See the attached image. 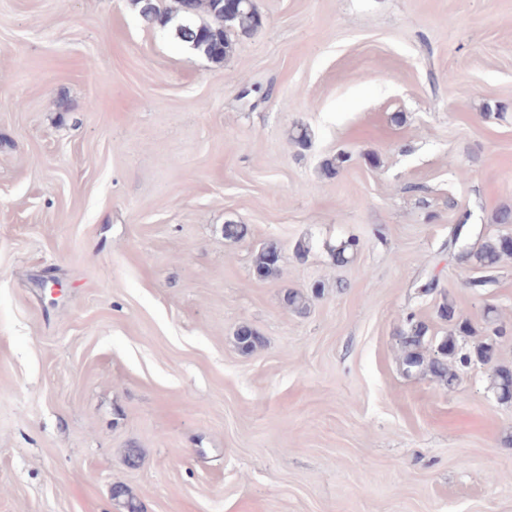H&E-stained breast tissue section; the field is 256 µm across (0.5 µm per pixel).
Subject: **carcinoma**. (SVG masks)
Segmentation results:
<instances>
[{
	"label": "carcinoma",
	"instance_id": "obj_1",
	"mask_svg": "<svg viewBox=\"0 0 512 512\" xmlns=\"http://www.w3.org/2000/svg\"><path fill=\"white\" fill-rule=\"evenodd\" d=\"M142 4L140 17L148 25L158 22L167 24L170 18L162 12L157 0H134ZM181 22L175 28V36L193 49L202 52L213 62H223L234 50V37L248 34L261 25V16L253 0H178ZM249 235L246 224L228 222L224 225V240L241 242ZM467 223L458 225L452 232L448 247L458 250V258L480 269L491 270L504 257H511L505 238L501 236L484 239L478 245L468 244ZM357 243L346 240L331 248L336 263L344 265L352 261ZM282 261V247L275 239L265 241L254 260V273L259 278H268L278 273ZM311 293H320L315 287ZM309 293V294H311ZM309 294L290 289L282 298L284 306L296 313L304 314L309 306ZM438 317L455 325L464 335L471 332L468 320L457 311L454 302L444 300L439 305ZM398 346L402 351L401 363L408 376L430 375L440 384L451 388L458 381V374L448 367L453 362L462 368L474 363L488 364L494 357V345L482 342L473 348L459 344L458 337L432 336L426 322L411 315L398 333ZM235 343L243 353H252L263 346V338L252 327L244 324L235 332ZM491 383L501 401H512V369L497 366L492 371ZM113 497L122 504L125 512H139V504L122 485L113 486Z\"/></svg>",
	"mask_w": 512,
	"mask_h": 512
}]
</instances>
